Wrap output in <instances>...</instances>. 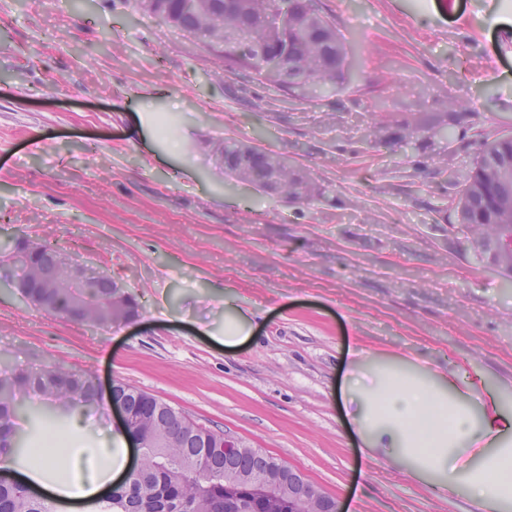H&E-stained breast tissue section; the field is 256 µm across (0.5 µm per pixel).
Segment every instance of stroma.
I'll list each match as a JSON object with an SVG mask.
<instances>
[{"mask_svg": "<svg viewBox=\"0 0 512 512\" xmlns=\"http://www.w3.org/2000/svg\"><path fill=\"white\" fill-rule=\"evenodd\" d=\"M351 78L288 95L134 0H0V244L51 243L137 303L98 329L0 283V370L121 380L304 474L344 512H475L344 423L348 350L468 370L512 406V280L454 204L512 135V0H320ZM288 157L306 206L224 175L225 139ZM231 289L259 309L224 350Z\"/></svg>", "mask_w": 512, "mask_h": 512, "instance_id": "1", "label": "stroma"}]
</instances>
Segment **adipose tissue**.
<instances>
[{"label":"adipose tissue","instance_id":"obj_1","mask_svg":"<svg viewBox=\"0 0 512 512\" xmlns=\"http://www.w3.org/2000/svg\"><path fill=\"white\" fill-rule=\"evenodd\" d=\"M254 321L224 296V334L233 352L250 341ZM338 405H353L346 425L370 449L406 460L410 474L433 473L434 487L466 484L476 512H500L512 487V413L491 391L475 393L455 374L434 376L399 359L375 358L350 370L336 388ZM480 446L475 467L448 461L463 448ZM134 450L123 428L108 426L102 437L88 433L86 410L69 417L37 440L33 453L0 452V473L43 493L55 512H102L112 485L131 470Z\"/></svg>","mask_w":512,"mask_h":512}]
</instances>
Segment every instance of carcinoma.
<instances>
[{
    "label": "carcinoma",
    "mask_w": 512,
    "mask_h": 512,
    "mask_svg": "<svg viewBox=\"0 0 512 512\" xmlns=\"http://www.w3.org/2000/svg\"><path fill=\"white\" fill-rule=\"evenodd\" d=\"M169 0L167 8L178 29L209 34L224 43V61L230 70H253L265 76L261 61L276 46L287 49L274 85L290 93L317 88L339 89L347 78V49L332 23L322 14L318 0H211L213 11L201 12ZM288 8L292 23L275 41L261 39L264 16L275 8ZM234 37H258L249 55L234 47ZM512 167V137L483 144L455 210L458 223L470 227L476 258H495L500 273L512 278V251L499 249L504 226L512 228V172L502 174L503 163ZM281 169V197L312 205L315 194L309 172L296 175L295 166L282 155L261 152L250 169L252 185L268 192V168ZM56 248L45 244L41 260L32 266L33 278L52 271V287L41 289L30 304L72 319L78 307L80 322L108 329L112 322V289L105 285L82 288L56 261ZM33 395L40 405L29 416L64 420L78 403L88 409L99 405L100 393L92 373L51 367L37 373L0 371V451L14 448L21 433L14 418L20 397ZM111 398L132 413L142 442L145 462L128 483L112 489L109 512H334L336 498L318 493L300 472L257 448H224V432L210 430L172 405L127 382L112 386ZM278 471L275 486L264 477ZM0 512H54L42 497L24 493L8 477L0 479Z\"/></svg>",
    "instance_id": "1"
}]
</instances>
